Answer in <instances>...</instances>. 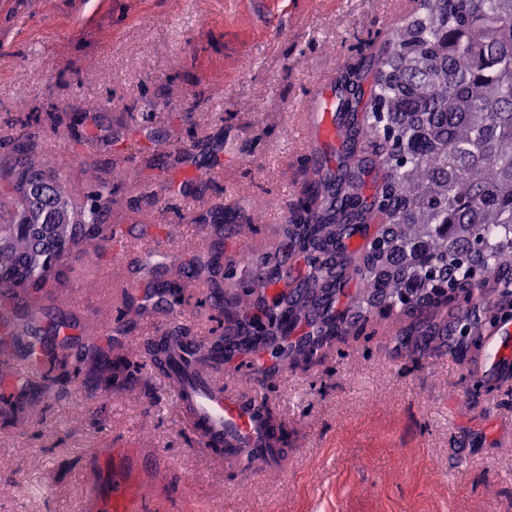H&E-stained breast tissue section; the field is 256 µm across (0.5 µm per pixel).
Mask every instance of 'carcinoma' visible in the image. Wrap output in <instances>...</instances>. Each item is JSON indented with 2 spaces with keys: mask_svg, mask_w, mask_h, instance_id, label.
I'll return each mask as SVG.
<instances>
[{
  "mask_svg": "<svg viewBox=\"0 0 512 512\" xmlns=\"http://www.w3.org/2000/svg\"><path fill=\"white\" fill-rule=\"evenodd\" d=\"M420 11L394 25L388 49L377 60L369 112L357 118L361 76L340 81L337 131L343 153L336 174L308 177L306 197L285 225L289 247L313 250L305 259L304 294L254 298L255 289L281 279L280 269L259 264L262 278L224 302V313L248 320L261 316L243 339L253 347L301 324L315 327L318 341L339 335L347 313L330 320L322 309L350 279L361 282L360 304L412 313L427 307L437 288L467 294L488 280L512 288V0H419ZM381 158L382 213L387 226L378 246L355 258L350 242L367 223L364 179L370 157ZM49 177L41 196L30 178ZM8 202L0 200V315L18 314L59 279L73 252L98 257L112 241L110 196L104 185L74 196L69 179L33 159L24 143L6 174ZM238 235L257 218L226 213ZM19 224L39 230L23 233ZM162 269L168 284L200 274L190 262ZM159 363L185 372L164 340L151 351Z\"/></svg>",
  "mask_w": 512,
  "mask_h": 512,
  "instance_id": "obj_1",
  "label": "carcinoma"
}]
</instances>
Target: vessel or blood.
<instances>
[{
	"label": "vessel or blood",
	"instance_id": "obj_1",
	"mask_svg": "<svg viewBox=\"0 0 512 512\" xmlns=\"http://www.w3.org/2000/svg\"><path fill=\"white\" fill-rule=\"evenodd\" d=\"M336 87L334 77L323 78L301 103L311 141H320L325 134ZM0 363L9 368L6 380L0 383V394L7 397L14 394L19 382L45 369L35 342L19 357L10 343L0 344ZM170 388L177 404L191 412L199 450L224 449L225 466L252 477L267 468H283L286 456L277 442L272 407L262 390L228 388L206 368L186 382H171ZM97 461L96 477L83 498L84 512H145L155 494L154 461L139 452L115 451L98 454Z\"/></svg>",
	"mask_w": 512,
	"mask_h": 512
}]
</instances>
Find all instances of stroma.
Returning a JSON list of instances; mask_svg holds the SVG:
<instances>
[{
    "instance_id": "1",
    "label": "stroma",
    "mask_w": 512,
    "mask_h": 512,
    "mask_svg": "<svg viewBox=\"0 0 512 512\" xmlns=\"http://www.w3.org/2000/svg\"><path fill=\"white\" fill-rule=\"evenodd\" d=\"M415 0H0V163L29 143L90 190L84 170L112 181L109 221L131 247L67 259L40 298L42 335L57 322L52 396L32 377L0 402V512H82L100 448H146L159 494L149 512H512V305L461 298L409 315L372 308L312 358L289 336L260 385L286 433L285 469L247 479L201 452L167 378L130 346L161 331L222 336L230 326L209 298V273L181 281L163 305L130 301L145 271L140 250L207 256L209 214L262 217L224 245L257 244L289 267L281 226L298 207L308 171L298 107L317 79L369 65ZM163 138L154 146L151 134ZM218 157L186 192L168 182ZM107 335L91 337V325ZM470 335H461L464 325ZM431 330L423 339V330ZM80 426H73L75 408Z\"/></svg>"
}]
</instances>
